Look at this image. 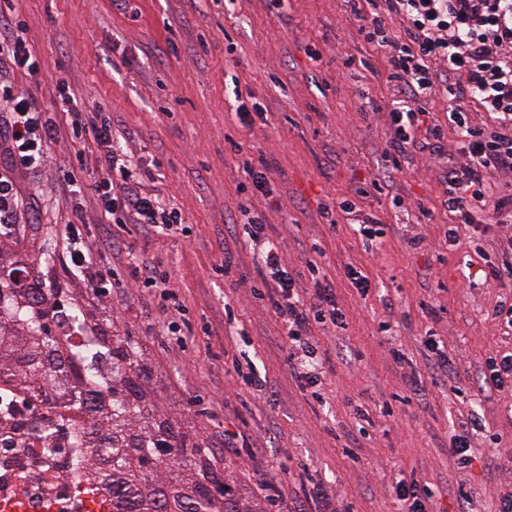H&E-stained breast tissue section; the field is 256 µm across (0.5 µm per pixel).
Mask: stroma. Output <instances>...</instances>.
Instances as JSON below:
<instances>
[{
    "label": "stroma",
    "instance_id": "stroma-1",
    "mask_svg": "<svg viewBox=\"0 0 512 512\" xmlns=\"http://www.w3.org/2000/svg\"><path fill=\"white\" fill-rule=\"evenodd\" d=\"M13 8L42 68L39 83L19 73L17 85L46 104L63 78L85 110L106 106L113 137H130L153 173L145 190L192 224L188 238L149 237L132 225L122 232L135 252L162 261L187 308L184 338L164 335L166 315L153 292L136 288L133 268L118 265L121 283L107 299L68 274L57 247L71 218L57 181L68 142L50 145L34 176L42 195L0 266L26 267L131 337L164 418L211 448L236 497L262 512H401L391 487L413 477L434 491L430 512H495L512 494V388L486 391L479 369L512 353V333L492 316L512 299V278L487 267L507 247L492 214L456 243L445 237L441 197L461 158L446 95L421 104L425 148L396 151L391 67L347 0H287L278 19L262 0H134L127 12L111 0H15ZM238 95L255 96L266 118L243 128L232 112ZM235 141L270 173L268 192L252 203L289 273L307 277V260L317 259L346 315L345 328L311 330L312 391L292 374L280 320L250 295L257 268L238 213L245 174ZM434 142L440 152L430 151ZM338 198L383 224L380 241L365 245L343 213L323 218V205ZM227 253L235 266L216 275ZM348 266L368 276L367 294L347 282ZM428 336L452 360L449 373L428 370ZM247 359L264 387L237 374L235 362ZM411 374L421 394L407 390ZM473 416L486 427L471 435L472 467L459 471L448 450ZM361 428L354 462L342 450ZM228 429L237 434L231 448ZM266 484L274 497L262 493Z\"/></svg>",
    "mask_w": 512,
    "mask_h": 512
}]
</instances>
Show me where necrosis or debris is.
<instances>
[{
    "instance_id": "4bbe7bcc",
    "label": "necrosis or debris",
    "mask_w": 512,
    "mask_h": 512,
    "mask_svg": "<svg viewBox=\"0 0 512 512\" xmlns=\"http://www.w3.org/2000/svg\"><path fill=\"white\" fill-rule=\"evenodd\" d=\"M67 413L35 406L18 390L0 392V512H96L112 490L91 463L74 471L78 453L62 425ZM59 430L53 450L35 433Z\"/></svg>"
}]
</instances>
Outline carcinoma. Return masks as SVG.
<instances>
[{
	"instance_id": "obj_1",
	"label": "carcinoma",
	"mask_w": 512,
	"mask_h": 512,
	"mask_svg": "<svg viewBox=\"0 0 512 512\" xmlns=\"http://www.w3.org/2000/svg\"><path fill=\"white\" fill-rule=\"evenodd\" d=\"M85 329L83 309L0 278V382L78 413L66 428L112 486V512H248L208 449L156 414L131 340Z\"/></svg>"
}]
</instances>
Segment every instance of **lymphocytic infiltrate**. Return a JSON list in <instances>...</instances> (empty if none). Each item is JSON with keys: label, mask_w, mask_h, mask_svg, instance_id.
I'll list each match as a JSON object with an SVG mask.
<instances>
[{"label": "lymphocytic infiltrate", "mask_w": 512, "mask_h": 512, "mask_svg": "<svg viewBox=\"0 0 512 512\" xmlns=\"http://www.w3.org/2000/svg\"><path fill=\"white\" fill-rule=\"evenodd\" d=\"M383 12L358 11L364 38L383 47L391 66L398 94L390 109L392 143L405 149L414 140L421 110L419 103L437 92H445L450 106L448 123L461 143L463 161L448 171L444 205L452 218L446 235L457 241L462 228L475 222L476 211L485 209L491 179L512 173V0H384ZM0 11V70L7 66L36 74L40 67L16 27L6 23ZM400 20L403 38H395L391 23ZM54 102L59 112L47 111L32 96L16 93L0 79V235L21 224L35 201L39 188L22 187L21 179L42 166L49 144L62 136L70 140L92 135L98 145L95 156L77 152L62 168L60 182L73 221L63 237L62 257L71 269L84 275L93 288L106 290L117 276L112 267L94 261L92 251L80 237L89 202H96L99 224L107 233L100 248L118 247V227L139 225L144 234L187 235L190 227L181 211L158 197L143 193L132 170L128 152L112 138V119L105 110L85 111L68 86L58 84ZM487 112L491 127L471 124L469 105ZM250 198L239 205L249 220L247 236L260 242L255 262L260 279L252 283L253 297L281 318V337L286 346L300 349L293 359L294 376L302 387L314 385L315 349L305 340L311 324L343 327L346 316L326 275L316 263H308L311 291L301 295L278 247L268 241L262 217L250 216ZM134 262L137 284L158 290L170 316L167 334L181 331L184 305L158 263L127 251Z\"/></svg>", "instance_id": "obj_1"}]
</instances>
